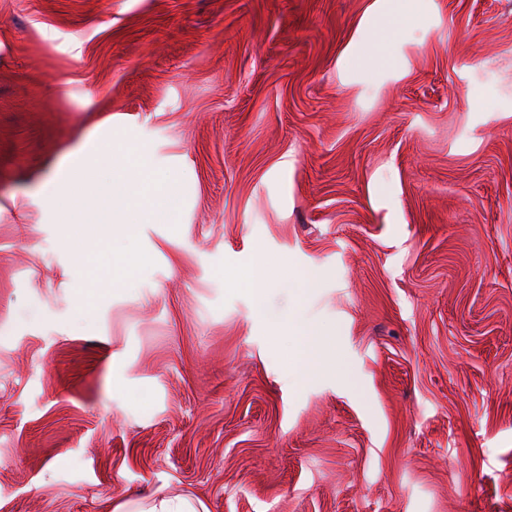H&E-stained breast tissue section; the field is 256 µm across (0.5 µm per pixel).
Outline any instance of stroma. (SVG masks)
Segmentation results:
<instances>
[{
    "label": "stroma",
    "instance_id": "obj_1",
    "mask_svg": "<svg viewBox=\"0 0 512 512\" xmlns=\"http://www.w3.org/2000/svg\"><path fill=\"white\" fill-rule=\"evenodd\" d=\"M157 494L512 512V0H0V512ZM151 191L144 205L130 204L136 193L121 178L112 179V191L104 196L93 177L74 179L63 185L59 196L65 224L86 225L99 243L105 244L116 234L130 231L134 224H151L169 217L177 194L171 183H148L144 177L139 186L142 195ZM250 277L254 287L253 290L257 309L259 311L263 310L266 289L269 286V278L266 272L265 262L263 260L256 262L250 273Z\"/></svg>",
    "mask_w": 512,
    "mask_h": 512
}]
</instances>
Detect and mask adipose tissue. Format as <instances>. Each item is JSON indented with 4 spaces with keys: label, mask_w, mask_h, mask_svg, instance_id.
<instances>
[{
    "label": "adipose tissue",
    "mask_w": 512,
    "mask_h": 512,
    "mask_svg": "<svg viewBox=\"0 0 512 512\" xmlns=\"http://www.w3.org/2000/svg\"><path fill=\"white\" fill-rule=\"evenodd\" d=\"M59 196L64 222L85 225L102 244L133 225L169 217L177 198L171 184L144 181L134 189L119 178L113 179L112 191L105 196L91 177L68 182L60 188Z\"/></svg>",
    "instance_id": "adipose-tissue-1"
}]
</instances>
